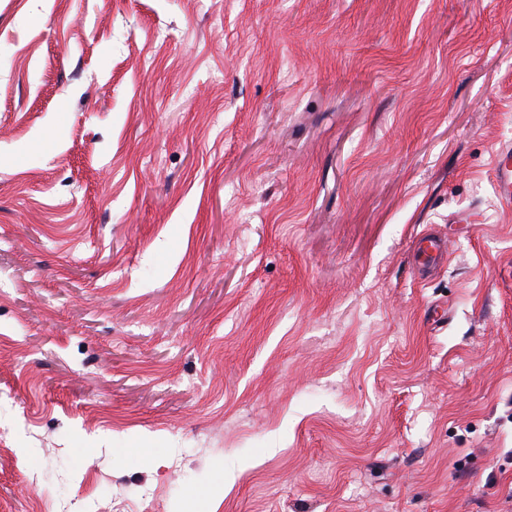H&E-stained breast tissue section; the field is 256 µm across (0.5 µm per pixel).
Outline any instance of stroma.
<instances>
[{
  "label": "stroma",
  "mask_w": 512,
  "mask_h": 512,
  "mask_svg": "<svg viewBox=\"0 0 512 512\" xmlns=\"http://www.w3.org/2000/svg\"><path fill=\"white\" fill-rule=\"evenodd\" d=\"M0 49V512H512V0H0ZM512 153L509 147L506 152L497 154L495 163V182L500 199L512 202Z\"/></svg>",
  "instance_id": "35a3bbf8"
}]
</instances>
